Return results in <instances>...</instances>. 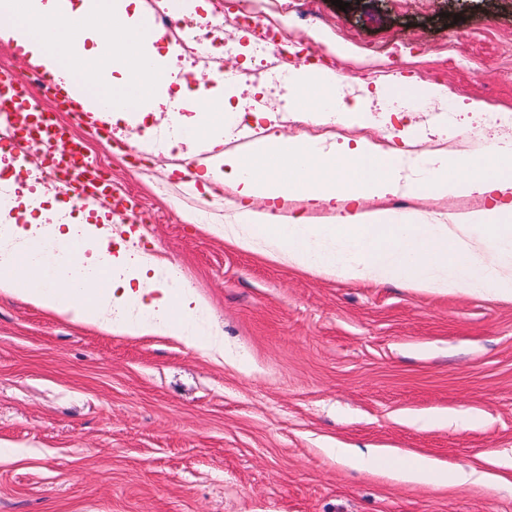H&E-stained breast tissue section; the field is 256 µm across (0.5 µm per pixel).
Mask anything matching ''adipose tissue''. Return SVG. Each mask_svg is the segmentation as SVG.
<instances>
[{
	"label": "adipose tissue",
	"instance_id": "1",
	"mask_svg": "<svg viewBox=\"0 0 512 512\" xmlns=\"http://www.w3.org/2000/svg\"><path fill=\"white\" fill-rule=\"evenodd\" d=\"M116 0H0V40L18 47L31 66L63 77L60 62L79 58L100 75V94L113 109L125 111L132 99L152 87L155 76L140 66L141 37L136 25L112 26ZM92 48H85V41ZM124 45L130 63L110 54L104 42ZM122 77H115V70ZM204 184H221L239 197L236 243L244 249L264 243L289 264L331 272L349 280H372L416 290H452L512 300V200L492 208L430 219L418 213L351 210L339 220H320L337 201L383 198L413 190L404 177L400 153L381 150L367 140L340 155L326 154L299 139L264 140L245 154L218 152L204 161ZM423 187L433 195L512 192V150L495 147L467 159L439 157L430 162ZM310 202L308 215L284 216L276 208L288 193ZM266 201V211L252 208ZM53 248L38 261L23 252H0V292L17 294L53 312L102 320L129 335L164 333L197 342L193 298L175 276L152 288L124 286L101 291L79 286L68 277L71 266L90 265L111 277L114 258L105 231L95 238L93 260L85 242L71 233H54ZM135 305L126 321L113 323V309ZM331 456H357L334 448ZM368 470L414 485L461 487L487 482L486 474L462 466H444L418 454L374 449L358 456Z\"/></svg>",
	"mask_w": 512,
	"mask_h": 512
}]
</instances>
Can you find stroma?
I'll return each mask as SVG.
<instances>
[{"label":"stroma","instance_id":"stroma-1","mask_svg":"<svg viewBox=\"0 0 512 512\" xmlns=\"http://www.w3.org/2000/svg\"><path fill=\"white\" fill-rule=\"evenodd\" d=\"M235 76L219 143L152 138L180 124L181 82L144 113L107 122L112 146L68 113L58 118L143 220L112 227L113 254L136 251L149 277L177 268L217 342L107 333L0 293V512H512V300L416 292L305 271L239 249L216 233L236 223L223 187L201 198L203 161L263 139L299 138L337 153L369 139L425 161L480 134L474 101L512 113V0H319L322 19L286 18L282 0H223ZM276 19L288 61L257 55L252 19ZM388 40L411 54L365 58L336 39ZM303 64L335 75L365 112L322 117L290 97ZM442 86L447 99H381L378 87ZM482 194L426 191L363 200L395 212L482 210ZM207 209L209 219L182 215ZM454 410L470 427L419 429L405 414ZM393 448L500 476L505 489L412 486L330 456Z\"/></svg>","mask_w":512,"mask_h":512}]
</instances>
